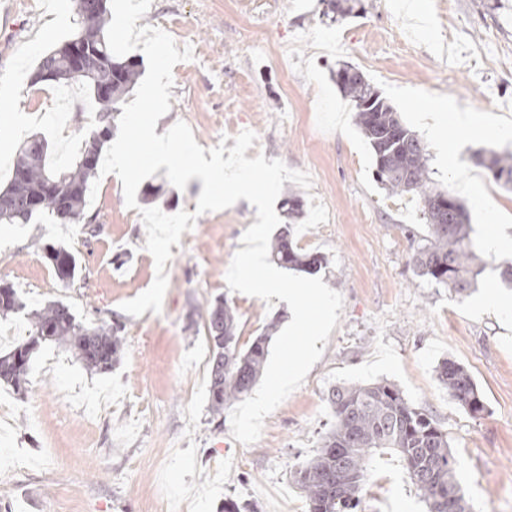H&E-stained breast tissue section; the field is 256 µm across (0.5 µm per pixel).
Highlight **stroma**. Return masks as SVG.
Wrapping results in <instances>:
<instances>
[{
    "instance_id": "1",
    "label": "stroma",
    "mask_w": 512,
    "mask_h": 512,
    "mask_svg": "<svg viewBox=\"0 0 512 512\" xmlns=\"http://www.w3.org/2000/svg\"><path fill=\"white\" fill-rule=\"evenodd\" d=\"M322 0H152L140 25L160 28L191 60L173 69L161 128L185 122L203 148L217 146L224 115L238 113L267 159L310 174L312 185L284 182L303 201L292 221L298 248L325 255L318 276L344 305L322 357L303 384L265 417L249 445L209 413L207 301L222 296L238 315L240 347L268 323L285 327L288 306L229 290L226 273L256 209L247 200L197 214L171 246L160 312L134 317L121 303L146 291L156 269L137 208L125 205L117 176L102 177L78 224L44 215L35 224H0V283L28 310L69 305L85 323L119 320L125 354L112 371L88 370L64 347L42 345L25 395L0 388L11 424L0 430V512H220L226 499L257 512H307L291 473L308 461L333 422L327 403L337 385L386 380L447 432L471 512L495 500L512 512V290L500 271L512 251L482 252L487 225L512 235V192L477 166L474 151H512V0H356L357 17L330 21ZM71 0H11L0 16V98L18 109L0 117V184L21 142L44 137L53 161L66 163L98 126L83 90L68 101L69 123L37 111L31 84L39 58L76 28ZM364 73L411 130L431 103L470 115L472 127H445L427 140L430 176L470 211L474 252L486 264L466 298L416 275L409 261L426 233L415 196L388 194L373 177L372 151L353 106L330 77L336 64ZM456 168H449L447 152ZM468 179H461V172ZM156 206L168 215L196 212L202 182L185 189L164 171ZM51 245L73 252L79 272L59 287L45 257ZM495 284L503 307L480 304ZM464 365L487 409L467 413L439 385L443 358ZM361 512H428L401 458L391 451L367 463Z\"/></svg>"
}]
</instances>
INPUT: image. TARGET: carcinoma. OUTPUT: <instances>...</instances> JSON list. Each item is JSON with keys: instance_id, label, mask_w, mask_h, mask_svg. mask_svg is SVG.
<instances>
[{"instance_id": "carcinoma-1", "label": "carcinoma", "mask_w": 512, "mask_h": 512, "mask_svg": "<svg viewBox=\"0 0 512 512\" xmlns=\"http://www.w3.org/2000/svg\"><path fill=\"white\" fill-rule=\"evenodd\" d=\"M79 27L66 40L44 53L38 65L49 62L57 73L53 83L77 84L91 95L99 119L106 124L92 131L78 154L59 166L50 160L46 141L32 136L17 149L12 177L0 188V223L30 224L46 212L62 224L80 221L90 181L103 145L111 138L119 103L141 74L140 60L119 58L107 47L106 32L111 22L107 5L93 13L81 10L73 0ZM323 15L354 17L349 0H327ZM82 38L97 51L83 75H68L67 44ZM336 85L354 105L355 121L374 155L375 179L391 194H413L422 203L427 228L426 243L417 248L410 261L417 274L428 281L466 297L475 289L483 272V261L469 247L470 214L466 205L451 193L437 188L430 177L429 154L423 140L402 121L382 94L362 72L342 64L333 73ZM108 81L112 96L98 97L95 84ZM95 149L90 162L85 156ZM476 164L494 181L512 191V152L486 149L476 154ZM37 197V208L27 200ZM62 284L75 278L77 260L60 246L47 248ZM273 258L277 263L304 273L319 271L327 264L319 253H304L283 229L275 239ZM25 308L16 290L0 285V316ZM28 339L0 352V384L21 394L26 390L30 363L45 343L63 344L87 368L102 373L112 370L124 354L123 325L82 323L71 307L52 301L28 313ZM267 324L247 348L239 347L236 312L217 297L205 309L204 328L209 342L210 410L215 418L224 409L242 400L252 390L265 368L271 331ZM436 378L448 397L472 415L486 410L481 390L464 365L444 358L436 366ZM334 423L321 437L312 458L293 471L294 484L305 498L307 512H358L366 479L369 455L382 448L397 451L405 463L411 482L429 504V512H469L465 493L457 478V460L445 433L425 409L411 404L395 384L377 381L335 386L328 392Z\"/></svg>"}]
</instances>
